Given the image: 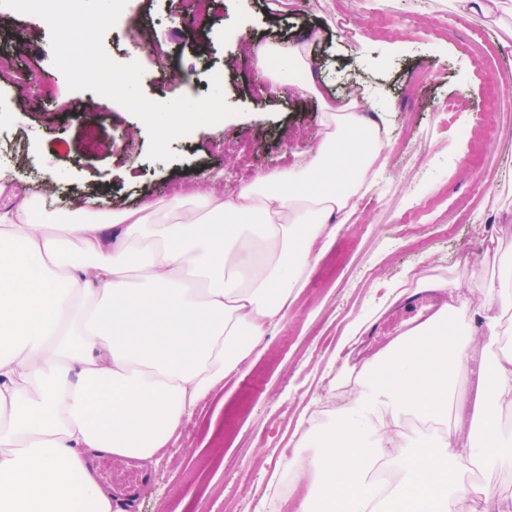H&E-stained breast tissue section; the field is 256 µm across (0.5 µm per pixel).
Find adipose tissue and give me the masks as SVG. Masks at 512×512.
<instances>
[{
  "instance_id": "obj_1",
  "label": "adipose tissue",
  "mask_w": 512,
  "mask_h": 512,
  "mask_svg": "<svg viewBox=\"0 0 512 512\" xmlns=\"http://www.w3.org/2000/svg\"><path fill=\"white\" fill-rule=\"evenodd\" d=\"M253 57L300 71L318 94L310 42ZM322 110L330 131L301 168L232 197L197 190L119 212L78 201L64 218L17 196L0 212V512H114L91 457L153 459L283 319L312 246L379 158L358 101ZM460 294L449 286L432 321L361 365L298 512H512L511 496L461 483L486 457L512 465L498 415L512 401L511 349L483 368L490 388L471 417L416 439L397 424L444 422L458 405L448 317ZM380 465L396 469L393 484L377 486ZM399 420L404 430L411 435H416L418 432L435 435L446 429V424L444 423H436L428 419L425 420L413 414H402L399 416ZM420 426H427L432 429V432L424 431Z\"/></svg>"
}]
</instances>
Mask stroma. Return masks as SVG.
Segmentation results:
<instances>
[{
  "mask_svg": "<svg viewBox=\"0 0 512 512\" xmlns=\"http://www.w3.org/2000/svg\"><path fill=\"white\" fill-rule=\"evenodd\" d=\"M277 9H270V2ZM147 47L124 21L103 37L114 61H138L146 97L208 94L220 81L235 116L174 139L173 160L150 158L145 124L117 102L70 90L52 63L50 29L0 10V57L34 83L0 79V165L23 162L9 193L51 182L49 210L105 196L112 209L163 206L195 188L238 192L256 178L299 168L324 137L322 100L358 85L387 134L371 189L352 216L328 225L284 319L237 371L187 417L152 461L129 512H295L270 498L292 458H312L302 422L312 407H340L345 375L383 349L384 317L433 282L464 290L454 329L467 330L503 266L512 262V0L499 18L456 0H213L196 43L182 0H148ZM347 19L363 37L336 28ZM322 98L300 76L273 84L252 44L287 47L311 29Z\"/></svg>",
  "mask_w": 512,
  "mask_h": 512,
  "instance_id": "stroma-1",
  "label": "stroma"
}]
</instances>
